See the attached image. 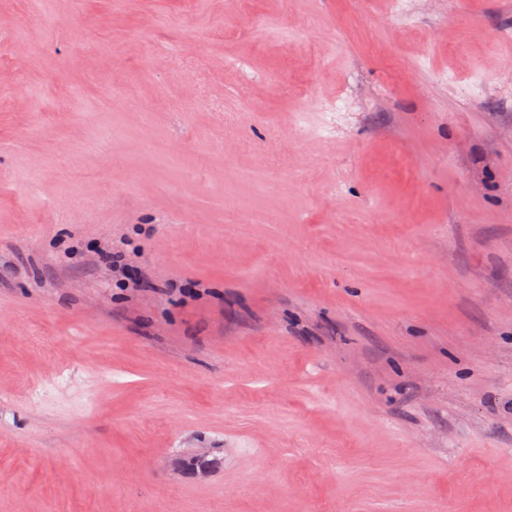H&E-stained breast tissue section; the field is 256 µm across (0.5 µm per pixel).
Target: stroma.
<instances>
[{"label": "stroma", "mask_w": 512, "mask_h": 512, "mask_svg": "<svg viewBox=\"0 0 512 512\" xmlns=\"http://www.w3.org/2000/svg\"><path fill=\"white\" fill-rule=\"evenodd\" d=\"M0 512H512V0H0ZM98 261L102 264H112V272L115 271L122 276L118 280L122 287L136 288L138 290L140 284L148 280L146 272L140 271L137 278H131L127 275L128 263L126 261V253L118 244L112 246V249H103L99 251Z\"/></svg>", "instance_id": "obj_1"}]
</instances>
